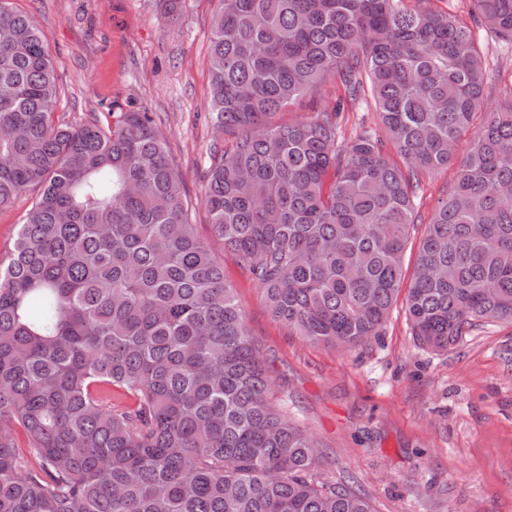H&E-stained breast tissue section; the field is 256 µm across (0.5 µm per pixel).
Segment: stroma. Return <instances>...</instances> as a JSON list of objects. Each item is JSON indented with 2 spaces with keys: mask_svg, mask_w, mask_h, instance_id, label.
Wrapping results in <instances>:
<instances>
[{
  "mask_svg": "<svg viewBox=\"0 0 512 512\" xmlns=\"http://www.w3.org/2000/svg\"><path fill=\"white\" fill-rule=\"evenodd\" d=\"M10 7L42 32L60 87L56 115L80 122L151 114L183 177L196 231L223 263L271 365L277 403L318 442L322 477L363 494L374 512H512L511 323L478 322L436 355L416 344L400 298L366 344L313 343L272 319L247 266L215 239L203 175L230 140L208 119L214 0H182L174 19L159 0H10ZM473 33L489 74L484 100L494 105L512 90V43L484 26ZM452 178L449 168L420 177L406 272Z\"/></svg>",
  "mask_w": 512,
  "mask_h": 512,
  "instance_id": "stroma-1",
  "label": "stroma"
}]
</instances>
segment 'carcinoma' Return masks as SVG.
<instances>
[{"label":"carcinoma","mask_w":512,"mask_h":512,"mask_svg":"<svg viewBox=\"0 0 512 512\" xmlns=\"http://www.w3.org/2000/svg\"><path fill=\"white\" fill-rule=\"evenodd\" d=\"M217 2L209 121L234 144L204 199L272 318L345 349L376 336L419 176L452 166L407 288L413 336L440 354L512 324V93L484 105L470 26L405 0ZM470 2L512 41V0ZM331 77L346 97L268 122ZM365 88L403 168L370 131L340 142ZM57 98L36 21L0 0V210L38 190L0 263V512H373L319 479L314 438L273 400L150 114L73 124Z\"/></svg>","instance_id":"cac0c4a2"}]
</instances>
